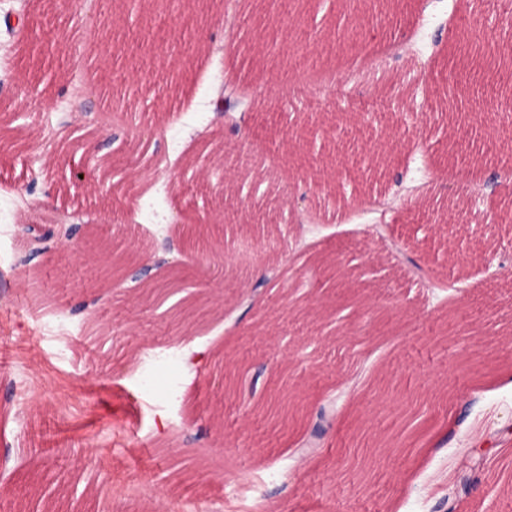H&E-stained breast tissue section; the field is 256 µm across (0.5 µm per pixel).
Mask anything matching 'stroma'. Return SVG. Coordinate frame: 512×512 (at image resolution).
I'll return each instance as SVG.
<instances>
[{"label":"stroma","mask_w":512,"mask_h":512,"mask_svg":"<svg viewBox=\"0 0 512 512\" xmlns=\"http://www.w3.org/2000/svg\"><path fill=\"white\" fill-rule=\"evenodd\" d=\"M142 3L166 54L116 42L139 5L109 29L79 0L53 15L48 0H0V512H234L255 474L262 512H436L475 430L491 448L458 512H512V219L487 187L512 186L496 163L512 154V86L470 79L455 39L471 29L486 53H511L512 0H321L285 37L289 0H252L255 35L224 25L241 0ZM9 12L38 18L42 39L84 40L82 61L43 80ZM272 40V56L246 59L276 135L222 124L229 50ZM373 56L387 60L376 87L289 104L298 61L347 71ZM96 77L131 119L97 97L82 115L59 100ZM272 82L280 93L264 94ZM221 175L237 196L218 199ZM205 217L231 266L180 254L188 294L206 301L185 324L84 249L19 260V237L76 224L160 280L166 242ZM32 279L62 326L31 310ZM227 370L259 402L287 384L298 420L229 398Z\"/></svg>","instance_id":"stroma-1"}]
</instances>
